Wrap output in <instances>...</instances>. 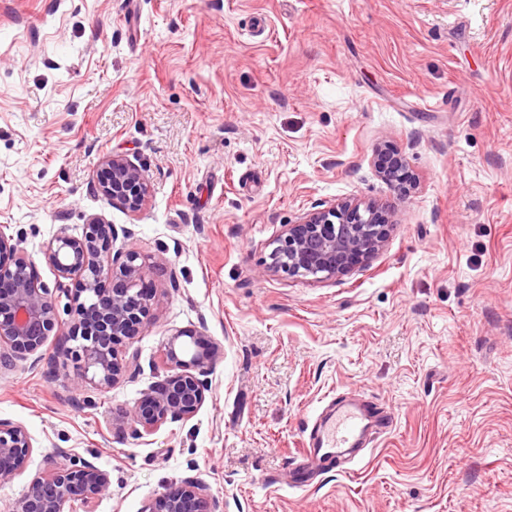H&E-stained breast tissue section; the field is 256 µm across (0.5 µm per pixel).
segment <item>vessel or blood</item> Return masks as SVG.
Wrapping results in <instances>:
<instances>
[{"instance_id":"obj_1","label":"vessel or blood","mask_w":512,"mask_h":512,"mask_svg":"<svg viewBox=\"0 0 512 512\" xmlns=\"http://www.w3.org/2000/svg\"><path fill=\"white\" fill-rule=\"evenodd\" d=\"M389 421L386 415L370 420L357 403L337 402L335 408L317 423L305 448L297 456L294 486H307L311 476L330 462L335 463L337 471H344L346 465L369 446V429H386Z\"/></svg>"}]
</instances>
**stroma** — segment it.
<instances>
[{
	"label": "stroma",
	"instance_id": "obj_1",
	"mask_svg": "<svg viewBox=\"0 0 512 512\" xmlns=\"http://www.w3.org/2000/svg\"><path fill=\"white\" fill-rule=\"evenodd\" d=\"M384 141L411 195L377 173ZM112 153L149 182L139 213L92 189ZM347 197L393 213L376 257L264 274L285 225ZM95 215L156 290L138 368L78 394L43 362L0 370V419L34 445L0 512L60 451L110 475L74 512H141L187 477L219 512H512V0H0V232L51 287L48 242ZM178 330L220 347L204 405L113 429ZM347 394L391 427L352 473L290 487ZM374 166L380 177L401 193H410L415 186V177L409 169L405 156L394 146L378 144L373 151Z\"/></svg>",
	"mask_w": 512,
	"mask_h": 512
}]
</instances>
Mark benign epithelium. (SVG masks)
I'll list each match as a JSON object with an SVG mask.
<instances>
[{"mask_svg":"<svg viewBox=\"0 0 512 512\" xmlns=\"http://www.w3.org/2000/svg\"><path fill=\"white\" fill-rule=\"evenodd\" d=\"M373 156L384 181L402 193L411 192L415 177L397 148L380 143ZM93 190L131 212L140 211L150 193L140 167L120 154L103 158ZM391 227V212L374 202L345 198L311 210L274 241L265 272L334 280L382 251ZM117 236L113 225L93 218L81 236L61 233L47 245L45 258L56 273V291L68 295L73 279L79 286L77 305L65 322L34 263L13 237L0 232V368L28 357L46 358L54 368L70 365L75 390L87 385L110 388L130 371L134 358H121L119 348L143 335L155 292L143 278L135 248L112 254ZM163 352L164 378L125 414L112 418V425H128L142 437L167 422L188 420L201 409L209 391L208 376L219 358L217 343L201 332L176 331L167 336ZM33 450L23 425L0 419V486L25 472ZM110 488L106 470L83 457L66 455L62 462L50 460L48 468L29 481L12 512H66L70 503H92L108 495ZM142 512H217V502L204 483L188 477L158 501L145 504Z\"/></svg>","mask_w":512,"mask_h":512,"instance_id":"obj_1","label":"benign epithelium"}]
</instances>
